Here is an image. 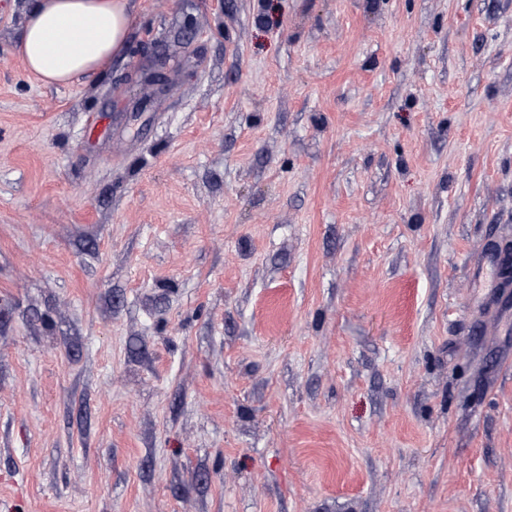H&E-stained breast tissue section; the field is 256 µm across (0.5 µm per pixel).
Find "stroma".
<instances>
[{"instance_id":"stroma-1","label":"stroma","mask_w":512,"mask_h":512,"mask_svg":"<svg viewBox=\"0 0 512 512\" xmlns=\"http://www.w3.org/2000/svg\"><path fill=\"white\" fill-rule=\"evenodd\" d=\"M135 4L0 0V512H512V0ZM29 1L18 52L46 85L94 76L128 45L132 0ZM505 260L504 257L499 256L497 253L488 251L482 255L481 264L486 268L496 271L497 278L491 282L490 288H501L502 293H504L503 295L510 296L508 288H512V282L510 283L509 275L506 276L502 273L506 267L509 268Z\"/></svg>"}]
</instances>
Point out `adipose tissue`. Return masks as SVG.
Segmentation results:
<instances>
[{
	"label": "adipose tissue",
	"instance_id": "ef3b65f1",
	"mask_svg": "<svg viewBox=\"0 0 512 512\" xmlns=\"http://www.w3.org/2000/svg\"><path fill=\"white\" fill-rule=\"evenodd\" d=\"M131 22L130 0H31L18 52L44 84H69L120 56Z\"/></svg>",
	"mask_w": 512,
	"mask_h": 512
}]
</instances>
